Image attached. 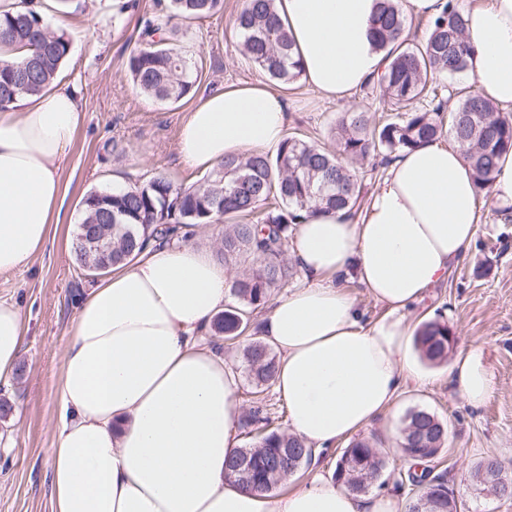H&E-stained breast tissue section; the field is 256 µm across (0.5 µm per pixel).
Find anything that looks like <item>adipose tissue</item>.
I'll return each mask as SVG.
<instances>
[{
  "mask_svg": "<svg viewBox=\"0 0 512 512\" xmlns=\"http://www.w3.org/2000/svg\"><path fill=\"white\" fill-rule=\"evenodd\" d=\"M379 0H275L305 82L347 100L385 54L369 37ZM479 92L512 112V0H463ZM81 117L76 88L22 96L0 111V274L26 264L62 221L61 164ZM288 99L257 83L205 91L177 151L204 170L224 157L278 149ZM481 197L462 151L436 138L393 160L357 215L320 212L297 225L290 255L307 286L268 305L261 338L279 354L274 389L288 430L331 449L395 407L403 383L427 378L405 313L473 242ZM385 313L364 324L351 285ZM227 301L224 266L206 247L171 243L113 268L82 300L54 387L52 512H407L405 498L365 495L314 476L285 494L225 474L239 451L242 407L223 353L204 341ZM24 319L0 301V381L10 380ZM454 393L482 405L492 375L481 348L460 352Z\"/></svg>",
  "mask_w": 512,
  "mask_h": 512,
  "instance_id": "1",
  "label": "adipose tissue"
}]
</instances>
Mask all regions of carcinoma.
<instances>
[{
	"label": "carcinoma",
	"instance_id": "obj_1",
	"mask_svg": "<svg viewBox=\"0 0 512 512\" xmlns=\"http://www.w3.org/2000/svg\"><path fill=\"white\" fill-rule=\"evenodd\" d=\"M275 0H245L235 27L245 57L269 78L291 85L302 76L293 58V43L275 7ZM139 7V0H113L112 23ZM224 0H168L166 13L142 20L127 68L140 94L160 103L187 97L197 77L187 52L174 45L179 32L173 20L192 21L223 10ZM406 17L396 0H380L372 20L373 40L386 52L389 65L379 88L390 118L368 112H346L336 124V150L294 133L285 136L274 155L249 153L224 158L209 174L188 187H178L164 173L143 185L93 191L82 201L83 219L73 241L79 268L110 269L136 259L151 244L179 239V225H224V260L241 259L248 267L234 279L230 293L236 303L224 308L212 324V335L235 343L246 337L252 316L268 305L272 292L288 282L293 267L285 247L295 226L308 215L363 205V185L356 167L387 164L404 149L448 132L465 152L479 191L489 193L499 160L512 151V120L494 102L480 96L476 82L463 78L473 46L465 37L458 0H446L428 23L426 37L408 42ZM0 45L27 50L17 64L0 66V111L19 96L39 95L57 79L70 56L72 40L51 28L33 0H15L0 12ZM448 83L439 84L436 77ZM95 235L96 243L83 238ZM418 346L432 363L448 360V325L422 324ZM256 385L273 381L275 357L257 341L244 353ZM403 452L430 462L448 439V425L437 416L413 410L401 430ZM312 451L284 430L263 428L255 443L226 464L227 476L249 487L275 491ZM382 460L366 440H356L336 462L335 481L361 492L377 478ZM431 470L410 476L418 494L409 497L408 512H418ZM428 498L435 512L448 510V493L434 478Z\"/></svg>",
	"mask_w": 512,
	"mask_h": 512
}]
</instances>
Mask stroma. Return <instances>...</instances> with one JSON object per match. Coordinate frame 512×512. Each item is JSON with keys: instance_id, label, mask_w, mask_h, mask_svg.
<instances>
[{"instance_id": "obj_1", "label": "stroma", "mask_w": 512, "mask_h": 512, "mask_svg": "<svg viewBox=\"0 0 512 512\" xmlns=\"http://www.w3.org/2000/svg\"><path fill=\"white\" fill-rule=\"evenodd\" d=\"M243 4L224 0L220 13L188 22L184 44L199 72L196 92L172 104L140 95L127 69L139 20L157 13V0H140L138 12L118 25L104 0H69L68 14H45L52 28L65 29L72 39L58 81L79 89L81 120L60 171L68 188V223L53 229L28 263L0 275V300L16 302L27 326L18 360L23 376L0 383V398L12 407L0 419V512H50L54 386L79 302L95 282L77 268L72 254L81 201L91 191L126 188L158 172L182 187L202 178V170L182 165L177 152L180 124L196 103L197 91L267 80L240 52L233 22ZM287 96L289 131L329 148L336 144L334 122L341 113H383L369 86L345 102L325 98L303 82ZM407 317L419 324L447 323L454 351L482 348L492 389L482 406L471 407L453 393L444 364L422 362L429 382L403 386L396 407L358 433L384 462L369 493L400 492L409 464L390 435L399 431L409 411L425 409L448 424V443L430 466L443 476L459 512H512V497L495 495L471 478L474 468L490 457L512 475V221L501 222L491 201L481 206L478 232L464 259Z\"/></svg>"}]
</instances>
